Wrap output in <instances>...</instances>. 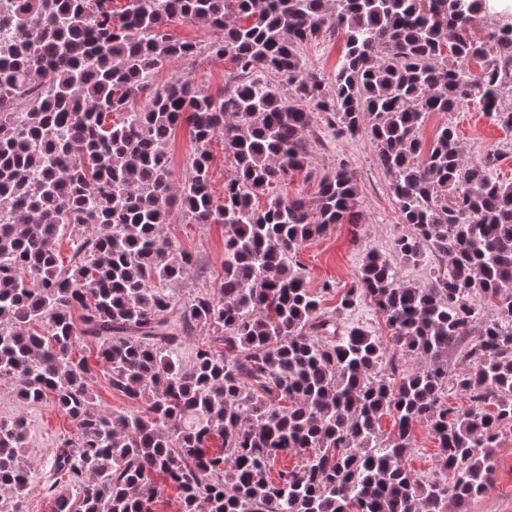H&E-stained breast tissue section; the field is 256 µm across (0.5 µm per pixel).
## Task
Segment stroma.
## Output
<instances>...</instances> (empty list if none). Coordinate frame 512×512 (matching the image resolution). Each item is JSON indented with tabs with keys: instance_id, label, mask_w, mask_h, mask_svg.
I'll use <instances>...</instances> for the list:
<instances>
[{
	"instance_id": "35a3bbf8",
	"label": "stroma",
	"mask_w": 512,
	"mask_h": 512,
	"mask_svg": "<svg viewBox=\"0 0 512 512\" xmlns=\"http://www.w3.org/2000/svg\"><path fill=\"white\" fill-rule=\"evenodd\" d=\"M341 32L321 30L302 50L307 68L332 77L344 52ZM235 67L231 61H214L206 55L177 58L169 62L165 75H185L205 93L220 95L231 86ZM454 125L464 148L465 160H473L489 149L501 152L498 174L503 181H512V130L506 131L492 122L480 106L463 103L453 112L430 114L418 131L423 144H431L439 127ZM316 140L308 149V168L299 172L281 187L283 196L297 195L314 199L318 183L324 173L347 161L358 186L360 222L358 225L338 224L323 236L303 245L297 259L311 291L320 293L325 315L334 317L339 327L362 328L381 343H388L391 329L378 314L369 298H359L351 309L340 307V300L359 276L367 251H377L395 267L400 280L420 286L431 285L444 259L432 256L420 264L401 259L394 249L396 238L405 230L400 220L398 204L389 187V180L376 161L375 148L368 137L350 138L336 134L328 122L327 113H317L314 119ZM163 233L178 248L192 255L197 270L184 283L186 293L194 294L213 288L223 274L224 227L220 224H194L184 215H175ZM99 345L92 339L83 340L75 347V358L85 359L92 371L91 387L101 404L116 411L131 410L132 405L123 395L110 387L97 363ZM22 416L28 423L24 458L34 472V484L26 500V512H54L55 502L45 488L49 479V463L74 428L67 416L50 402L27 404L19 399L12 385L0 384V418ZM405 460L417 474L432 476L439 472L441 457L438 443L424 424L413 428L411 444ZM493 482L469 512H512V431L505 432L494 454Z\"/></svg>"
}]
</instances>
